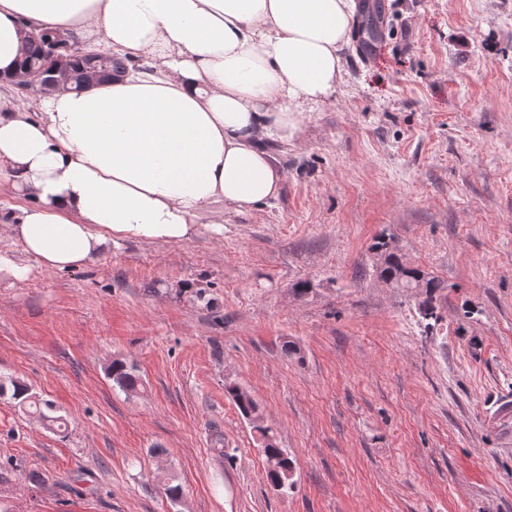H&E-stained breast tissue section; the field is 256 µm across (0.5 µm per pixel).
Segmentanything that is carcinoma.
<instances>
[{
	"label": "carcinoma",
	"mask_w": 512,
	"mask_h": 512,
	"mask_svg": "<svg viewBox=\"0 0 512 512\" xmlns=\"http://www.w3.org/2000/svg\"><path fill=\"white\" fill-rule=\"evenodd\" d=\"M65 56L70 72L94 70L98 75L99 83L110 80L112 74L124 69L123 61L109 53L105 58H100L97 52L83 46L82 40L75 33L72 34L69 52L65 53ZM377 250L384 253V258L381 264L376 266V276L392 288H402L413 295L424 296V300L419 304L421 317L425 320L438 318L436 301L444 284L418 267L404 266L402 257L391 250L387 243H378ZM109 376L115 386L127 393L135 392L141 386V377L136 373L135 367L121 360L112 362ZM9 386L12 387L13 398L30 403V407L34 408V412L42 420L50 423L59 422V418L49 415V412L53 411V405L49 401L29 400L27 387L16 380L8 381L0 378V395L4 394ZM230 393L244 417H256L258 406L250 395L235 387L230 389ZM257 432L264 455L267 481L274 487L282 484L286 490L294 489L295 482L288 478V473L294 471V464L288 452L280 447L270 429L259 426Z\"/></svg>",
	"instance_id": "cac0c4a2"
}]
</instances>
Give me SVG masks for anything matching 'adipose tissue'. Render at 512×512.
Wrapping results in <instances>:
<instances>
[{
  "label": "adipose tissue",
  "instance_id": "obj_1",
  "mask_svg": "<svg viewBox=\"0 0 512 512\" xmlns=\"http://www.w3.org/2000/svg\"><path fill=\"white\" fill-rule=\"evenodd\" d=\"M355 0H0V235L80 270L124 240L184 243L278 197L266 142L296 144L343 81ZM32 26L146 64L19 105Z\"/></svg>",
  "mask_w": 512,
  "mask_h": 512
}]
</instances>
